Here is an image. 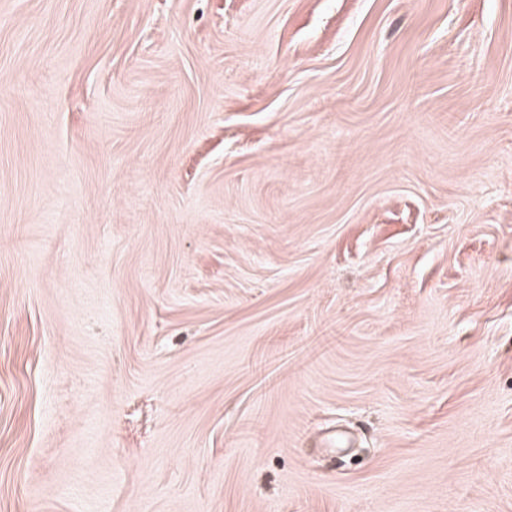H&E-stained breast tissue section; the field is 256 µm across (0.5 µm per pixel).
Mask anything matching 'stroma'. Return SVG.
<instances>
[{
	"instance_id": "1",
	"label": "stroma",
	"mask_w": 512,
	"mask_h": 512,
	"mask_svg": "<svg viewBox=\"0 0 512 512\" xmlns=\"http://www.w3.org/2000/svg\"><path fill=\"white\" fill-rule=\"evenodd\" d=\"M0 512H512V0H0Z\"/></svg>"
}]
</instances>
